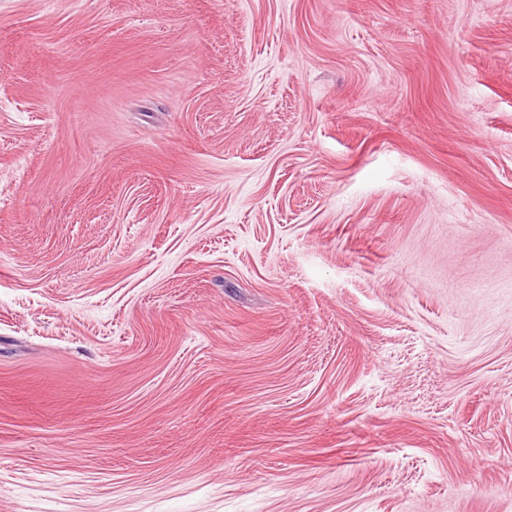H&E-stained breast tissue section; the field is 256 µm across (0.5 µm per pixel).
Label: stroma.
Listing matches in <instances>:
<instances>
[{
	"instance_id": "35a3bbf8",
	"label": "stroma",
	"mask_w": 512,
	"mask_h": 512,
	"mask_svg": "<svg viewBox=\"0 0 512 512\" xmlns=\"http://www.w3.org/2000/svg\"><path fill=\"white\" fill-rule=\"evenodd\" d=\"M0 512H512V0H0Z\"/></svg>"
}]
</instances>
